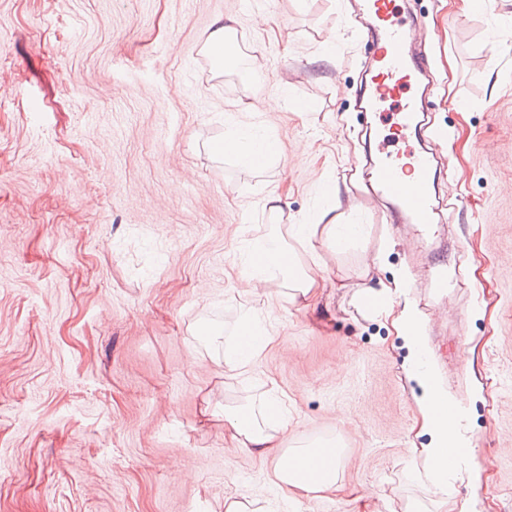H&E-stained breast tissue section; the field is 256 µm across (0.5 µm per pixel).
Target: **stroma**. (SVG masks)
<instances>
[{
    "label": "stroma",
    "instance_id": "35a3bbf8",
    "mask_svg": "<svg viewBox=\"0 0 512 512\" xmlns=\"http://www.w3.org/2000/svg\"><path fill=\"white\" fill-rule=\"evenodd\" d=\"M396 3L432 33L422 103L451 162L427 237L384 224L350 171L373 152L350 0H0V512H360L364 494L448 512L406 478L430 441L407 305L467 415L460 497L512 512V0ZM219 16L262 81L205 54ZM238 124L278 143L263 168L213 152ZM330 207L364 232L296 247L316 298L247 277L241 246ZM384 283L393 315L358 306ZM248 311L275 337L250 380L224 363ZM267 381L293 415L285 447L336 443L341 492L286 495L272 457L225 438V409Z\"/></svg>",
    "mask_w": 512,
    "mask_h": 512
}]
</instances>
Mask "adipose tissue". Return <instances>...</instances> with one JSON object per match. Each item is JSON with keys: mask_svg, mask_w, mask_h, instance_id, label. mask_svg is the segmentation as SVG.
<instances>
[{"mask_svg": "<svg viewBox=\"0 0 512 512\" xmlns=\"http://www.w3.org/2000/svg\"><path fill=\"white\" fill-rule=\"evenodd\" d=\"M231 30V25L225 24L223 19H216L205 44L206 53L217 63L227 59L235 61L244 80L262 77V63L247 59L239 51L229 50ZM320 233L331 241L334 248L340 249L361 236L363 227L359 224H339L332 219L324 224H279L262 241L242 248V267L259 282H276L287 287L289 299H309L315 295L320 282L297 261L292 244ZM399 320L417 356L415 372L426 388V395L420 403L423 424L430 435L427 447L420 451L424 458V479L430 491L451 503L458 494L456 482L467 468L463 461L453 466L448 463L451 445L466 440L462 431L463 421L459 418L450 421L438 418V404H449L450 399L443 391L433 365L423 358L425 344L419 334L418 317L407 307L402 310ZM245 336L250 339L246 345L241 342ZM272 339L271 331L256 314L244 313L227 344L225 364L239 375L252 377ZM288 424V408L284 400L271 391L224 415V431L236 447L258 456L274 457L275 485L280 490L302 496L335 490L338 463L318 469L308 466L310 458L328 452V445L320 444L303 450L283 448L282 437Z\"/></svg>", "mask_w": 512, "mask_h": 512, "instance_id": "ef3b65f1", "label": "adipose tissue"}]
</instances>
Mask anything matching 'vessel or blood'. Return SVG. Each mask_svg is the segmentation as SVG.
I'll use <instances>...</instances> for the list:
<instances>
[{
  "instance_id": "obj_1",
  "label": "vessel or blood",
  "mask_w": 512,
  "mask_h": 512,
  "mask_svg": "<svg viewBox=\"0 0 512 512\" xmlns=\"http://www.w3.org/2000/svg\"><path fill=\"white\" fill-rule=\"evenodd\" d=\"M363 26L375 51L368 60L365 85L375 102L392 101L398 109L391 115L393 137L405 143L404 151H383L373 164L372 182L384 197L394 222L427 228L436 208L433 190L439 162L431 149L410 148L411 139H423L431 117L407 90L426 80L424 58L412 40L420 21L413 14H400L395 0H361Z\"/></svg>"
}]
</instances>
